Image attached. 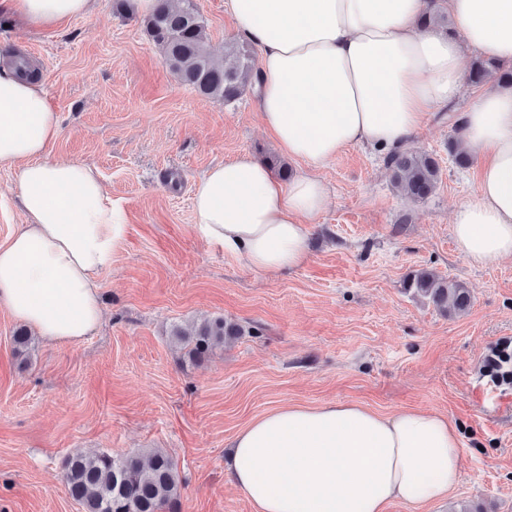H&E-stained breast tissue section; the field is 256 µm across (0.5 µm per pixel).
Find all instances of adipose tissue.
<instances>
[{
	"label": "adipose tissue",
	"instance_id": "ef3b65f1",
	"mask_svg": "<svg viewBox=\"0 0 512 512\" xmlns=\"http://www.w3.org/2000/svg\"><path fill=\"white\" fill-rule=\"evenodd\" d=\"M92 0H0L26 25L86 16ZM445 33L422 29L426 0H224L238 38L255 45L264 127L306 170L281 181L247 153L210 167L192 222L250 270L274 274L309 258L328 201L317 171L350 146L402 149L465 85L463 56L512 63V0H445ZM480 162L475 192L454 211L459 252L485 264L512 256V88L494 87L457 117ZM60 118L36 76L0 65V167L23 224L0 243V308L45 342L82 340L101 323L100 273L123 238L122 206L91 166L51 159ZM443 414H380L357 403L283 405L233 439L227 470L256 512H386L447 498L460 466Z\"/></svg>",
	"mask_w": 512,
	"mask_h": 512
}]
</instances>
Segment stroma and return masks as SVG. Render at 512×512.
<instances>
[{
	"label": "stroma",
	"instance_id": "stroma-1",
	"mask_svg": "<svg viewBox=\"0 0 512 512\" xmlns=\"http://www.w3.org/2000/svg\"><path fill=\"white\" fill-rule=\"evenodd\" d=\"M216 60L234 40L224 0H197ZM18 53L37 69L60 132L52 157L95 168L124 208L112 266L99 276L104 317L89 336L34 340L14 352L19 324L0 309V512H83L62 474L75 451L154 448L175 461V512H255L229 479L234 435L284 404L359 403L447 416L462 448L447 500L396 501L387 512H512V390L485 377L489 347L512 337V258L482 266L458 251L452 212L476 189L448 143L465 85L408 146L433 153L441 182L427 201L394 187L384 157L353 146L318 169L329 203L311 256L276 274L248 269L192 223L194 185L242 152L282 160L252 95L226 105L183 85L162 62L135 0H93L89 15L37 30L0 14V63ZM431 269L464 283L472 301L442 313L405 286ZM221 317L243 333L204 361L173 339Z\"/></svg>",
	"mask_w": 512,
	"mask_h": 512
}]
</instances>
